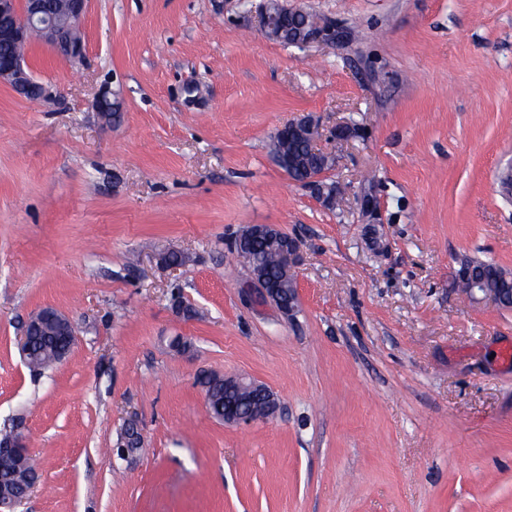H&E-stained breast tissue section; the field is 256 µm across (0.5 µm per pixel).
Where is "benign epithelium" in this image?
Instances as JSON below:
<instances>
[{
  "mask_svg": "<svg viewBox=\"0 0 512 512\" xmlns=\"http://www.w3.org/2000/svg\"><path fill=\"white\" fill-rule=\"evenodd\" d=\"M90 0H0V44L14 48L10 54L0 55V83L29 99L48 98L51 91L38 82L26 68L24 50L32 38L38 37L51 46L60 56L79 59L85 53V42L76 34L88 10ZM296 20L293 34L297 46H333L344 39L343 32L330 21L303 7L291 5L288 0H260L258 6L259 29L272 39L279 40L277 21L285 18ZM100 114L108 121L110 113L122 111L119 94L101 93L97 100ZM326 172L322 171L304 180V184L314 187L319 195L329 202L336 199V193L325 192ZM265 236L276 242L283 282L288 284L291 299L283 306L279 299L280 289L268 286L255 271L249 272L248 287L258 290L260 297L274 304L285 314L293 315L300 305L296 288L295 267L299 263V246L295 238L288 236L271 224L247 226L235 240L237 244H247L253 238ZM469 299L476 304H491L499 309L512 310V297L506 298L493 288H486L476 280L464 289ZM44 317L31 316L20 338L22 355L29 353V336L40 330ZM224 388L239 395V403L224 407V423L228 425H249L268 420L279 410L278 398L266 385L242 376L224 377ZM24 423L18 421L10 436L0 441V451L19 448L24 444Z\"/></svg>",
  "mask_w": 512,
  "mask_h": 512,
  "instance_id": "1",
  "label": "benign epithelium"
}]
</instances>
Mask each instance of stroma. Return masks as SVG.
<instances>
[{
    "instance_id": "1",
    "label": "stroma",
    "mask_w": 512,
    "mask_h": 512,
    "mask_svg": "<svg viewBox=\"0 0 512 512\" xmlns=\"http://www.w3.org/2000/svg\"><path fill=\"white\" fill-rule=\"evenodd\" d=\"M301 3L346 42L269 40L253 0H92L83 60L26 48L56 97L0 84V430L25 420L39 475L13 512H512V311L456 286L468 258L512 272V0ZM304 115L332 206L271 154ZM251 224L300 244L295 318L246 288ZM44 308L77 343L36 375L19 337ZM207 372L278 413L213 418ZM217 375H210L204 379L200 377L198 384L204 387L207 398L209 411L212 410L218 414L217 406L220 405L224 409V424L228 425H249L257 421L268 420L275 416L279 410L278 398L274 392L266 385L253 380L246 379L242 376H226L224 382L215 383ZM224 388L236 391L240 397V404H231L224 407ZM262 392L267 395V401L264 406L259 408H251L243 411L239 405L249 403L253 393Z\"/></svg>"
}]
</instances>
